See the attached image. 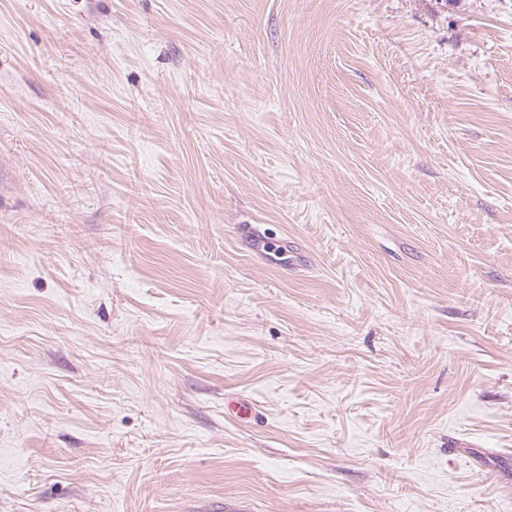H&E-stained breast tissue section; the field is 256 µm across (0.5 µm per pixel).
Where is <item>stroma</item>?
<instances>
[{
    "instance_id": "35a3bbf8",
    "label": "stroma",
    "mask_w": 512,
    "mask_h": 512,
    "mask_svg": "<svg viewBox=\"0 0 512 512\" xmlns=\"http://www.w3.org/2000/svg\"><path fill=\"white\" fill-rule=\"evenodd\" d=\"M229 507L512 512V0H0V512Z\"/></svg>"
}]
</instances>
